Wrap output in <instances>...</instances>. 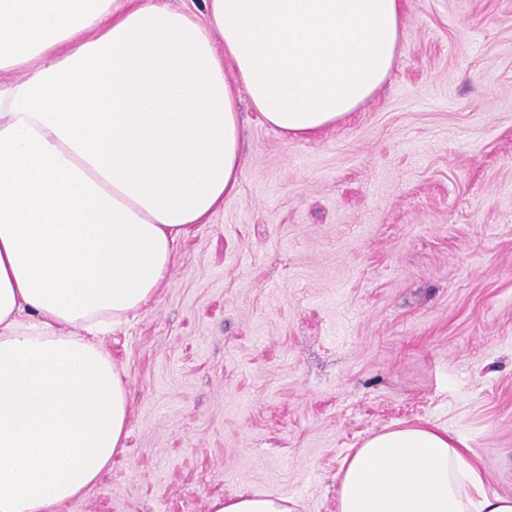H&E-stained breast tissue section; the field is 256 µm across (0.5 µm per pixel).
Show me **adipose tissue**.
I'll return each mask as SVG.
<instances>
[{
	"label": "adipose tissue",
	"mask_w": 512,
	"mask_h": 512,
	"mask_svg": "<svg viewBox=\"0 0 512 512\" xmlns=\"http://www.w3.org/2000/svg\"><path fill=\"white\" fill-rule=\"evenodd\" d=\"M403 0H0V512H68L125 446L100 336L150 303L242 176L240 93L308 139L373 96ZM464 440L402 424L338 473L337 512H512ZM210 512H293L241 494Z\"/></svg>",
	"instance_id": "ef3b65f1"
}]
</instances>
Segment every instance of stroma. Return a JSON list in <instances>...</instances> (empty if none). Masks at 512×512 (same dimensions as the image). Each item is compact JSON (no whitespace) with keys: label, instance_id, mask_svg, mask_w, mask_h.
Listing matches in <instances>:
<instances>
[{"label":"stroma","instance_id":"stroma-1","mask_svg":"<svg viewBox=\"0 0 512 512\" xmlns=\"http://www.w3.org/2000/svg\"><path fill=\"white\" fill-rule=\"evenodd\" d=\"M404 8L389 77L336 126L286 139L241 100L237 192L103 339L129 435L69 512H336L345 459L405 422L512 496V0ZM288 503V499L272 494H240L228 500H213L210 512H293Z\"/></svg>","mask_w":512,"mask_h":512}]
</instances>
